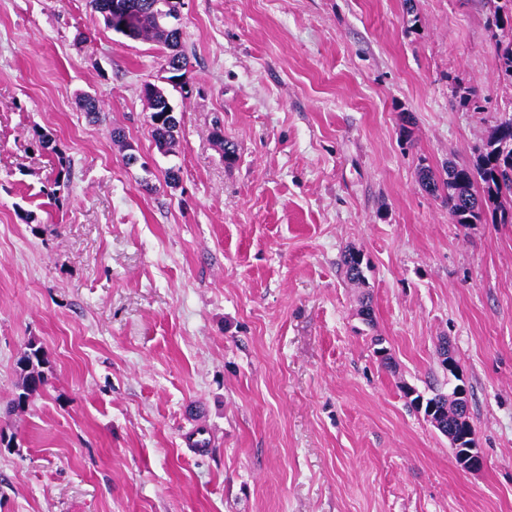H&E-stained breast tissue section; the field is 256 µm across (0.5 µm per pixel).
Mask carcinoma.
I'll list each match as a JSON object with an SVG mask.
<instances>
[{"instance_id":"1","label":"carcinoma","mask_w":512,"mask_h":512,"mask_svg":"<svg viewBox=\"0 0 512 512\" xmlns=\"http://www.w3.org/2000/svg\"><path fill=\"white\" fill-rule=\"evenodd\" d=\"M121 6V13L112 16V2ZM92 10L100 14L104 25L130 38L152 39L165 43L171 58L187 69L189 58L182 45L181 28L164 21L182 8V0H89ZM488 25L510 37L497 43L500 76L512 82V0H497ZM143 95L151 105L149 124L158 150L168 152L175 143V132L180 121L170 106L163 90L147 84ZM70 163L57 154V172L53 182L57 187L70 179ZM420 185L429 194H439L448 203V214L455 224H512V115L501 119L490 136L477 148L471 164L448 163L445 176H438L427 167L420 169ZM481 184L482 192L474 190ZM342 270L345 279L354 285L366 284L363 256L348 249L343 253ZM48 360L42 347L29 343L27 350L17 360L22 375L21 391L10 402L9 411L25 408L29 396L46 384L45 365ZM409 404L425 413L446 411V421L454 422L448 394L433 388L430 395L411 389Z\"/></svg>"}]
</instances>
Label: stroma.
Instances as JSON below:
<instances>
[{
  "label": "stroma",
  "instance_id": "35a3bbf8",
  "mask_svg": "<svg viewBox=\"0 0 512 512\" xmlns=\"http://www.w3.org/2000/svg\"><path fill=\"white\" fill-rule=\"evenodd\" d=\"M493 6L183 0L176 87L162 44L87 0H0V512H512V224L453 223L418 182L472 163L512 105ZM147 83L180 121L169 155ZM37 131L71 163L54 200ZM349 248L366 286L340 272ZM441 336L477 472L402 391L454 386ZM32 341L47 384L11 413Z\"/></svg>",
  "mask_w": 512,
  "mask_h": 512
}]
</instances>
